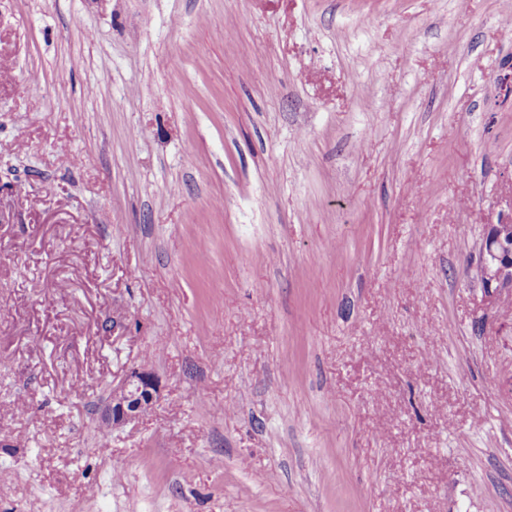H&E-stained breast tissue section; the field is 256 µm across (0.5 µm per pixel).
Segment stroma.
<instances>
[{"label":"stroma","mask_w":512,"mask_h":512,"mask_svg":"<svg viewBox=\"0 0 512 512\" xmlns=\"http://www.w3.org/2000/svg\"><path fill=\"white\" fill-rule=\"evenodd\" d=\"M508 19L0 0V512H512ZM485 226L479 249L480 281L490 296L500 297L512 292V221ZM159 396V382L155 373L145 365L130 367L101 411L99 429L111 433L126 424L142 418L154 406Z\"/></svg>","instance_id":"35a3bbf8"}]
</instances>
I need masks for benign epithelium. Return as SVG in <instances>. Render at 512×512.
Instances as JSON below:
<instances>
[{
    "mask_svg": "<svg viewBox=\"0 0 512 512\" xmlns=\"http://www.w3.org/2000/svg\"><path fill=\"white\" fill-rule=\"evenodd\" d=\"M482 287L493 297L512 292V222L488 224L479 249ZM159 396L155 373L144 365L129 368L101 411L99 429L110 433L142 418Z\"/></svg>",
    "mask_w": 512,
    "mask_h": 512,
    "instance_id": "7a95c632",
    "label": "benign epithelium"
}]
</instances>
